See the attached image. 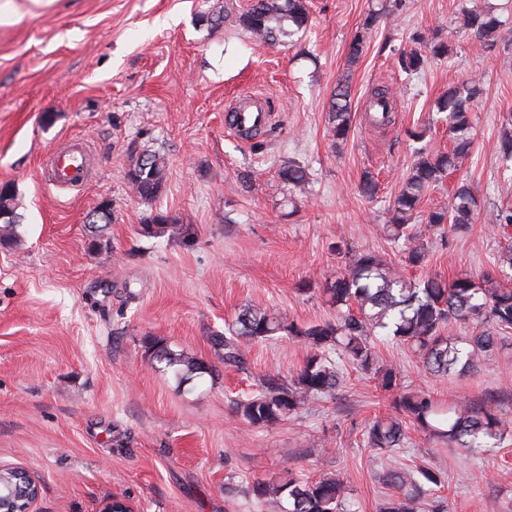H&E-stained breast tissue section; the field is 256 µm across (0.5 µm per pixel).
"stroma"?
<instances>
[{"instance_id": "1", "label": "stroma", "mask_w": 512, "mask_h": 512, "mask_svg": "<svg viewBox=\"0 0 512 512\" xmlns=\"http://www.w3.org/2000/svg\"><path fill=\"white\" fill-rule=\"evenodd\" d=\"M250 0H14L0 24V185L16 191L22 221L14 246H0V467L25 470L40 488L35 512H101L112 496L132 512H267L249 483L288 467L303 478L344 481L353 512H380L394 490L392 467L438 471L445 512H512V433L498 448L470 453L422 429L406 447L378 455L365 426L389 407L373 373L337 357L335 396L269 426L249 425L235 401L260 380H288L310 349L299 339L251 344L244 368L224 365L211 338L244 307L270 308L307 326L335 320L323 289L344 268L337 245L402 261L383 226L414 160L410 129L448 150L436 101L478 78L474 140L464 166L431 187L422 210L447 206L457 183L480 211L512 207V161L498 142L512 120V0H486L508 27L496 50L454 36L471 0H403L374 32L352 74V123L334 143L328 102L349 44L372 0H308L305 32L272 48L238 18ZM222 12L212 26L206 15ZM447 41L448 56L415 75L401 51L414 32ZM395 93L396 122L371 130L369 89ZM263 94L275 114L251 139L224 114L235 96ZM68 138L92 147L96 173L80 193L44 177L47 153ZM144 152L164 155L167 180L155 202L132 192L126 173ZM292 159L310 181L290 194L278 169ZM379 182L374 200L357 186ZM248 183H240V175ZM112 204L95 232L87 214ZM167 214L184 233L148 234ZM427 245L418 279L480 277L505 239L483 221L461 231L418 225ZM157 337L203 361L207 373L180 385L149 355ZM378 366L407 390L442 406L494 398L512 423V330L477 372L426 373L410 347L375 338Z\"/></svg>"}]
</instances>
